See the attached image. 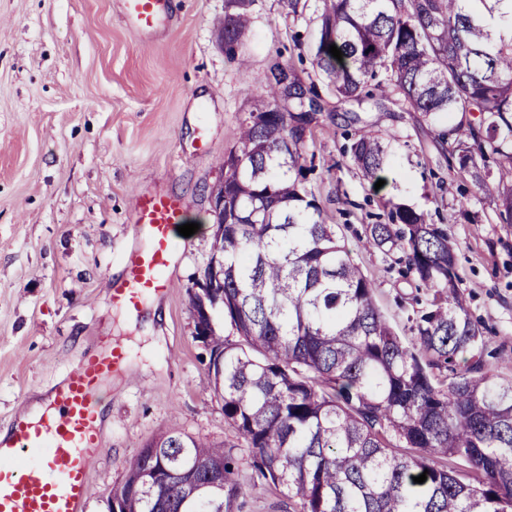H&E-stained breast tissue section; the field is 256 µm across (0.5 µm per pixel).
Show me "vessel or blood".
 I'll return each mask as SVG.
<instances>
[{
	"mask_svg": "<svg viewBox=\"0 0 512 512\" xmlns=\"http://www.w3.org/2000/svg\"><path fill=\"white\" fill-rule=\"evenodd\" d=\"M124 5L128 20L145 35L168 9L167 0H124ZM186 208L174 194L138 197L131 221L143 245L128 255L110 290L113 306L137 312L148 298L169 292L168 271L179 247L175 230ZM126 355L119 342L82 355L52 387L42 415L10 421L0 438V512H85L104 421L97 395Z\"/></svg>",
	"mask_w": 512,
	"mask_h": 512,
	"instance_id": "vessel-or-blood-1",
	"label": "vessel or blood"
}]
</instances>
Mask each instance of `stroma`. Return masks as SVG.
<instances>
[{
  "mask_svg": "<svg viewBox=\"0 0 512 512\" xmlns=\"http://www.w3.org/2000/svg\"><path fill=\"white\" fill-rule=\"evenodd\" d=\"M322 7L309 0L295 19L286 0H257L239 48L244 73L218 46L224 0H172L148 38L129 24L122 0H0V427L78 356L124 342L132 366L100 391L105 421L86 512H107L129 464L173 428L233 446L248 489L243 512H283L205 384L209 353L195 335L188 292L211 255L210 194L224 180L234 132L273 60L314 76ZM316 86L325 110L309 143L315 169L306 186L371 280L376 306L406 339L428 294L398 274L393 256L361 243L383 214L380 196L395 195L431 220L446 216L460 292L494 372L511 379L512 224L453 166L451 143L437 139L444 122L392 99L340 101L321 78ZM359 128L392 147L384 191L347 153ZM144 193L181 195L198 230L177 254L168 294L135 320L108 292L137 245L131 215Z\"/></svg>",
  "mask_w": 512,
  "mask_h": 512,
  "instance_id": "obj_1",
  "label": "stroma"
}]
</instances>
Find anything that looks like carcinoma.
<instances>
[{
	"label": "carcinoma",
	"mask_w": 512,
	"mask_h": 512,
	"mask_svg": "<svg viewBox=\"0 0 512 512\" xmlns=\"http://www.w3.org/2000/svg\"><path fill=\"white\" fill-rule=\"evenodd\" d=\"M256 0H224V52L254 23ZM504 0H324L318 75L344 101L398 96L425 117L456 115L458 169L512 224V184L479 165L484 149L512 173V11ZM342 60L329 53L330 45ZM271 81L224 156V261L210 327L207 384L249 449L258 476L297 500L294 512H512V379L499 378L459 291L455 244L423 212L382 200L387 222L364 247L396 255L404 278L431 290L403 340L373 301L370 279L338 245L307 191L306 148L323 108L314 83ZM479 113L478 124L467 115ZM351 159L375 183L389 147L363 131ZM464 464L467 472L448 467ZM222 443L169 431L149 441L112 489L123 512H237L247 489ZM151 470L165 480L146 481ZM224 473V483L213 476ZM427 473L419 484L413 478Z\"/></svg>",
	"instance_id": "carcinoma-1"
}]
</instances>
